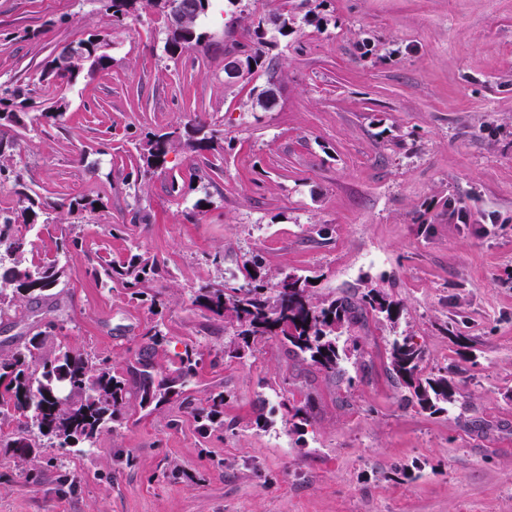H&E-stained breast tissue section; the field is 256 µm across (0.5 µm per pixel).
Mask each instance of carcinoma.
Here are the masks:
<instances>
[{"mask_svg": "<svg viewBox=\"0 0 512 512\" xmlns=\"http://www.w3.org/2000/svg\"><path fill=\"white\" fill-rule=\"evenodd\" d=\"M100 2L112 22L122 24L139 14L142 0ZM210 2L151 0L155 12L164 19L175 10L187 11L182 28H167L165 49L171 56L189 48L205 49L206 35L200 31L198 20L207 13ZM309 2L311 0H299L292 6L280 3L269 13L252 18L244 41L235 39L230 45L232 51L244 44L248 46V51L238 58V77L250 76L266 64L279 39L293 33L299 13H304L303 19L307 21H323L309 8ZM83 44L88 62H73L61 53L45 63L41 80L49 86L71 83L86 70L91 72L108 66L111 56L105 51L108 43L104 39L92 36ZM276 100L277 87L270 81L256 95L253 104L269 110ZM33 107L28 89L0 84V122L19 123ZM66 110L67 104L59 98L40 112L39 118L56 121ZM182 140L196 151H206L214 147L217 137L203 121L196 123L187 139L177 128L161 134L148 133L139 147L137 176L145 178L155 173L163 166L169 150ZM2 178L13 179L20 187L17 194L27 201L20 209L0 211V319H9L17 315L24 301L57 297L64 274L62 261L84 245L79 233L70 230L58 237L54 257L30 260L28 255L33 253V241L28 235L13 231L12 227L22 224L32 231L50 208L66 207L72 213H82L95 210L97 200L82 196L57 202L37 201L22 188L19 174L1 162ZM164 273L157 257L137 246L125 258L101 261L88 271L98 285L107 287L117 282L131 299L148 301L152 307L157 306V298L148 295L146 284ZM312 280L313 277L295 271L281 270L272 274L262 258L255 255L245 264L241 278L208 282L194 289L193 303L224 319V323L233 328V337L224 346L225 356L238 359L253 356L275 338L286 348L294 364H309L336 375L343 372L341 362L349 359L350 354L364 355L359 337L349 336L341 345V335L354 328H364L370 315L395 324L403 315L404 306L383 288H369L358 296L318 300L314 297ZM65 332L67 322L53 318L23 347L0 353V417L5 415L16 423V429L3 439V445L13 449L18 458L30 459L37 435L54 441L60 448L82 455L92 453L99 435L112 424L122 422L123 409L131 398L138 400L142 408H157L175 395L198 434L207 437L223 432L224 392L213 391L203 401L188 394L198 366L204 361L200 343L187 347L177 366L165 372L153 356L165 334L158 323L148 326L142 336L144 350L138 354L135 364L127 368L134 375L130 385L123 371L114 366L110 355L92 354L66 345L53 351L45 350L49 337L63 336ZM423 358V350L409 338H396L391 344L389 373L408 390L402 396L405 405L416 404L432 414L447 412L456 402L450 377L454 370L443 367L425 376L421 369ZM280 392L282 396L277 405L256 414V427L265 428L282 409L295 429L310 418L315 405L313 396L292 405L283 396L285 389Z\"/></svg>", "mask_w": 512, "mask_h": 512, "instance_id": "carcinoma-1", "label": "carcinoma"}]
</instances>
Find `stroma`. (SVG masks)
Here are the masks:
<instances>
[{
	"mask_svg": "<svg viewBox=\"0 0 512 512\" xmlns=\"http://www.w3.org/2000/svg\"><path fill=\"white\" fill-rule=\"evenodd\" d=\"M275 3L247 0L235 16L212 0L208 50L173 58L150 0L121 25L99 0H0V84L27 85L35 103L21 123L0 125V151L41 199H102L79 215L52 211L34 233L41 258L73 224L84 248L67 262L60 304L27 303L23 317L0 320V352L56 307L71 330L51 350L64 343L123 368L158 318L163 369L197 339L223 351V318L191 294L258 255L271 271L314 276L320 300L391 292L424 371L456 365L455 407H401L404 389L387 373L391 333L377 321L360 332L369 370L352 387L289 367L272 339L247 361L201 367L191 392L223 390L222 437H201L179 400L129 401L128 425L103 432L91 455L41 441L39 480L0 447V512H512V0H326V24L298 21L273 51V73L229 83L225 46ZM93 34L110 42L106 69L41 81L47 60ZM270 81L274 108L253 107ZM58 98L67 112L41 125L40 109ZM200 118L217 133L213 150L177 144L137 179L146 133L188 131ZM200 199L209 205L192 215ZM116 224L126 232L115 238ZM133 245L166 268L148 284L157 309L87 274ZM453 321L455 339L443 330ZM264 380L286 382L291 400L314 396L303 432L283 417L255 428ZM415 464L419 477L401 475Z\"/></svg>",
	"mask_w": 512,
	"mask_h": 512,
	"instance_id": "obj_1",
	"label": "stroma"
}]
</instances>
